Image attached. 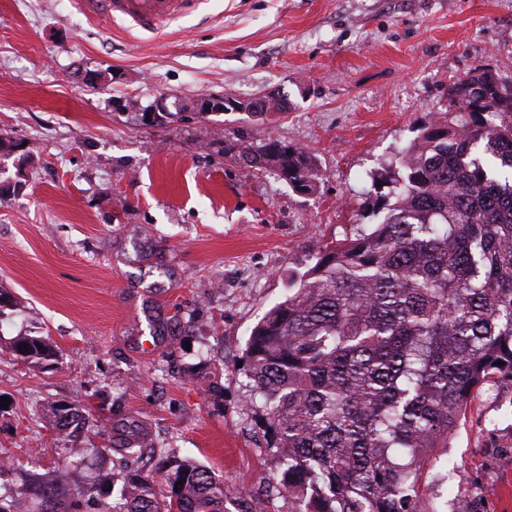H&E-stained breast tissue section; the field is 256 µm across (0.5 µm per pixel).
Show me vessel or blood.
Wrapping results in <instances>:
<instances>
[{"mask_svg":"<svg viewBox=\"0 0 512 512\" xmlns=\"http://www.w3.org/2000/svg\"><path fill=\"white\" fill-rule=\"evenodd\" d=\"M205 0H82L93 15L118 18L132 28L157 33L183 14L200 10Z\"/></svg>","mask_w":512,"mask_h":512,"instance_id":"vessel-or-blood-1","label":"vessel or blood"}]
</instances>
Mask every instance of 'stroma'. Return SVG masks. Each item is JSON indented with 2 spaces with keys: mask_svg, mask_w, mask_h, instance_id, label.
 <instances>
[{
  "mask_svg": "<svg viewBox=\"0 0 512 512\" xmlns=\"http://www.w3.org/2000/svg\"><path fill=\"white\" fill-rule=\"evenodd\" d=\"M157 34L80 0H0V453L9 489L69 463L77 512L114 503L125 463L160 456L224 478L226 512H291L264 413L238 363L293 274L335 238L377 223L374 185L448 88L486 67L512 84V0H209ZM102 74L86 84V71ZM287 96L288 109L199 114L198 97ZM181 120L144 125L167 95ZM137 106L118 111L116 100ZM308 150L294 191L244 177L225 139ZM47 337L59 361L14 358ZM81 400L99 426L54 431ZM146 444H126L140 424ZM424 470L423 512H503L512 487V382L480 390Z\"/></svg>",
  "mask_w": 512,
  "mask_h": 512,
  "instance_id": "35a3bbf8",
  "label": "stroma"
}]
</instances>
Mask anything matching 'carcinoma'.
<instances>
[{"mask_svg": "<svg viewBox=\"0 0 512 512\" xmlns=\"http://www.w3.org/2000/svg\"><path fill=\"white\" fill-rule=\"evenodd\" d=\"M449 93L459 111L426 121L401 150L395 201L375 203L380 222L311 254L246 342V375L294 512H422L432 449L448 447L478 388L512 380V89L481 68ZM250 105L282 112L285 101ZM224 153L250 174L316 187L317 164L299 147L237 138ZM13 355L58 362L41 336H17ZM89 423L77 403L58 409L59 429ZM158 469L167 489L131 469L103 512H221L220 475L168 455ZM67 475L64 464L0 495V512H29L19 507L34 495L41 512H61Z\"/></svg>", "mask_w": 512, "mask_h": 512, "instance_id": "1", "label": "carcinoma"}]
</instances>
